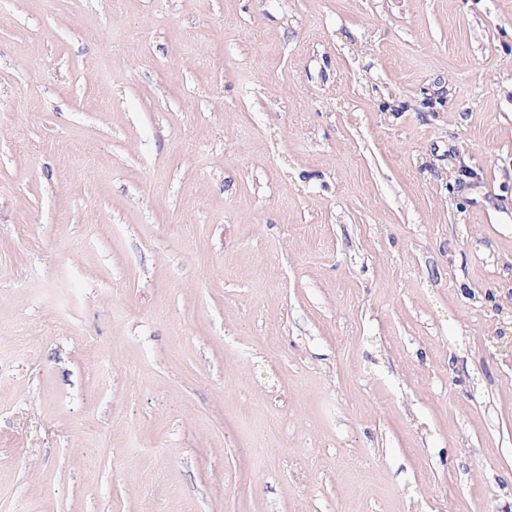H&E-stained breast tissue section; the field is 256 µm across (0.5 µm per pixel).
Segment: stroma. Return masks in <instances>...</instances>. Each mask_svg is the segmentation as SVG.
Instances as JSON below:
<instances>
[{
  "mask_svg": "<svg viewBox=\"0 0 512 512\" xmlns=\"http://www.w3.org/2000/svg\"><path fill=\"white\" fill-rule=\"evenodd\" d=\"M512 0H0V512H512Z\"/></svg>",
  "mask_w": 512,
  "mask_h": 512,
  "instance_id": "obj_1",
  "label": "stroma"
}]
</instances>
